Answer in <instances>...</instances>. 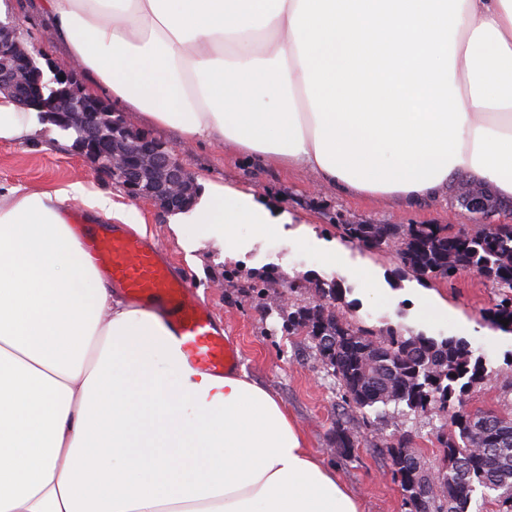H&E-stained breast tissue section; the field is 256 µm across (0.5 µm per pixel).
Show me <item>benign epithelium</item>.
<instances>
[{
    "mask_svg": "<svg viewBox=\"0 0 512 512\" xmlns=\"http://www.w3.org/2000/svg\"><path fill=\"white\" fill-rule=\"evenodd\" d=\"M33 59L18 25L0 22V95L20 112L34 111L45 122L74 130V152L128 199L149 200L168 213L193 204V180L177 149L143 135L104 101L86 95L75 71L44 69Z\"/></svg>",
    "mask_w": 512,
    "mask_h": 512,
    "instance_id": "obj_1",
    "label": "benign epithelium"
}]
</instances>
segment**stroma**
Instances as JSON below:
<instances>
[{"instance_id": "stroma-1", "label": "stroma", "mask_w": 512, "mask_h": 512, "mask_svg": "<svg viewBox=\"0 0 512 512\" xmlns=\"http://www.w3.org/2000/svg\"><path fill=\"white\" fill-rule=\"evenodd\" d=\"M6 16L18 22L23 40L41 64L72 68L66 46L50 36L52 19L42 0H8ZM111 109L145 136L179 149L197 188L215 183L254 193L260 201L289 214L291 224L261 239L251 238L249 227L240 226L239 236L247 240L248 248L237 260L222 257L211 240L201 241L194 255H187L170 233L169 213L126 200L111 181L74 155L70 140L48 123L40 124L30 137L0 140V188L50 191L79 183L87 196L103 194L124 204L126 223L147 226L148 239L158 245L173 271L194 287L237 344L242 372L282 401L308 448L335 469L360 500L363 512H403L389 448L402 434H411L426 467L436 469L441 464L439 440L450 429L448 421L436 409L414 413L403 405L365 412L349 408L335 379L318 362L311 340L288 335L279 313L312 301L316 281L337 280L346 291L344 315L366 328L391 325L437 338H465L490 371L483 383L470 390V408L512 403V333L493 329L483 319L495 303V285L473 271L447 281H419L399 271L392 251L346 242L339 230L343 224L474 227L479 216L457 201L465 179L451 183L440 196L412 205L352 197L320 187L307 171L260 166L218 142L187 145L178 131L155 126L119 103H112ZM327 248L343 252V263L326 266L322 252ZM356 269L365 270V277H353ZM266 270L278 277L280 285L255 296L254 275ZM427 295L447 307V315L423 317L420 300ZM343 427L356 433V447H338L336 433Z\"/></svg>"}]
</instances>
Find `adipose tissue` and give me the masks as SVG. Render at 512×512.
<instances>
[{"label":"adipose tissue","mask_w":512,"mask_h":512,"mask_svg":"<svg viewBox=\"0 0 512 512\" xmlns=\"http://www.w3.org/2000/svg\"><path fill=\"white\" fill-rule=\"evenodd\" d=\"M55 39L132 112L356 196L458 178L512 199V0H43ZM0 193V512H361L246 374L183 359L169 322L101 277L67 200ZM285 222L208 186L176 214L224 256ZM169 366L161 371L155 364Z\"/></svg>","instance_id":"1"}]
</instances>
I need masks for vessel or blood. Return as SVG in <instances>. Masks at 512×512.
<instances>
[{"label":"vessel or blood","mask_w":512,"mask_h":512,"mask_svg":"<svg viewBox=\"0 0 512 512\" xmlns=\"http://www.w3.org/2000/svg\"><path fill=\"white\" fill-rule=\"evenodd\" d=\"M82 248L99 272L140 306L163 312L180 350L196 370L221 376L240 365L236 344L218 327L190 285L162 260L154 243L129 231L77 218Z\"/></svg>","instance_id":"obj_1"}]
</instances>
